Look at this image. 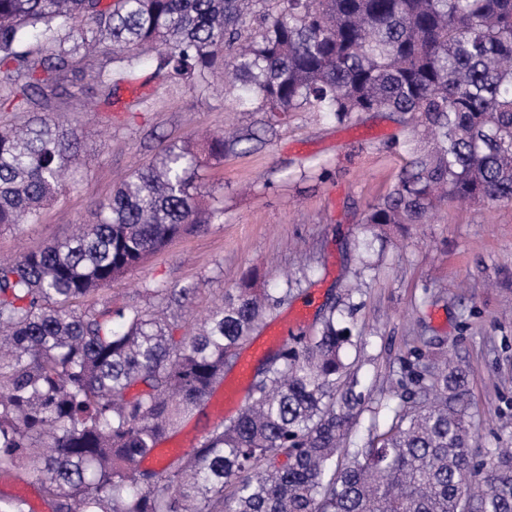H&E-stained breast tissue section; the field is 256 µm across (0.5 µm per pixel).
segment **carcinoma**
Instances as JSON below:
<instances>
[{"instance_id": "carcinoma-1", "label": "carcinoma", "mask_w": 512, "mask_h": 512, "mask_svg": "<svg viewBox=\"0 0 512 512\" xmlns=\"http://www.w3.org/2000/svg\"><path fill=\"white\" fill-rule=\"evenodd\" d=\"M277 2L0 0V92L33 113L0 129V227L38 222L80 164V133L52 99L91 86L110 106L146 65L201 92L221 67L264 132L301 108L340 123L409 116L430 146L371 207V227L421 224L448 198L512 203V0ZM253 140L172 142L71 237L0 260V471L26 476L51 512H512V448L471 464L465 368L411 349L414 389L396 382L387 425L349 444L365 399L333 307L315 335L265 357L234 417L150 464L292 284L271 293L245 276L191 334L107 291L214 215L200 169ZM196 292L143 289L168 309ZM0 512L32 510L15 494Z\"/></svg>"}]
</instances>
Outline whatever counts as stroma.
Listing matches in <instances>:
<instances>
[{
    "label": "stroma",
    "instance_id": "1",
    "mask_svg": "<svg viewBox=\"0 0 512 512\" xmlns=\"http://www.w3.org/2000/svg\"><path fill=\"white\" fill-rule=\"evenodd\" d=\"M207 96L181 82L138 72V97L121 94L111 111L96 97H57L83 140L76 188L46 206L39 223L0 229V258H16L88 223L95 203L169 143L232 124L259 128L261 113L242 105L237 88L215 71ZM421 146L391 112H364L353 126L318 112L291 113L286 124L249 151L231 153L201 172V188L217 211L210 223L151 255L113 282L111 294L146 306L144 288L195 287L182 309L184 332L203 310L251 272L261 288L299 280L278 315L287 317L317 295L305 315L314 333L335 307L363 349L354 370L366 408L350 432L365 437L386 424V394L410 347L444 352L467 365L477 451L512 445V206L440 203L423 224L373 234L370 208L394 189Z\"/></svg>",
    "mask_w": 512,
    "mask_h": 512
}]
</instances>
